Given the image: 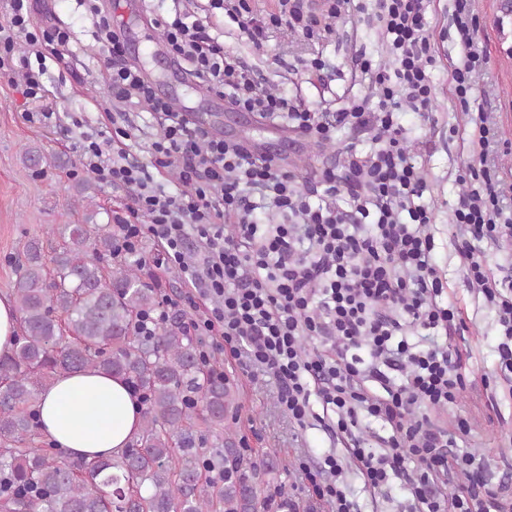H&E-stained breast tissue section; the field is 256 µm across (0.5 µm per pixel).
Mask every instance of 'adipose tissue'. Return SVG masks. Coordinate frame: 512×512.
<instances>
[{"label": "adipose tissue", "instance_id": "obj_1", "mask_svg": "<svg viewBox=\"0 0 512 512\" xmlns=\"http://www.w3.org/2000/svg\"><path fill=\"white\" fill-rule=\"evenodd\" d=\"M140 409L121 376L94 368L60 378L37 404L47 438L88 460L118 456L140 428Z\"/></svg>", "mask_w": 512, "mask_h": 512}]
</instances>
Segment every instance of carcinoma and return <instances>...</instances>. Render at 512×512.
<instances>
[{
	"instance_id": "cac0c4a2",
	"label": "carcinoma",
	"mask_w": 512,
	"mask_h": 512,
	"mask_svg": "<svg viewBox=\"0 0 512 512\" xmlns=\"http://www.w3.org/2000/svg\"><path fill=\"white\" fill-rule=\"evenodd\" d=\"M28 169L48 158L27 147ZM92 183L78 186L88 212L63 224L46 252L30 239L12 288L22 333L0 355V512H288L271 492L277 461L241 447L224 420L238 408L237 384L218 359L201 360L181 313L157 332L136 324L157 304L140 259L117 267L109 224L93 222ZM88 367L120 375L144 395L140 430L111 460L66 458L41 446L35 407L59 378Z\"/></svg>"
}]
</instances>
